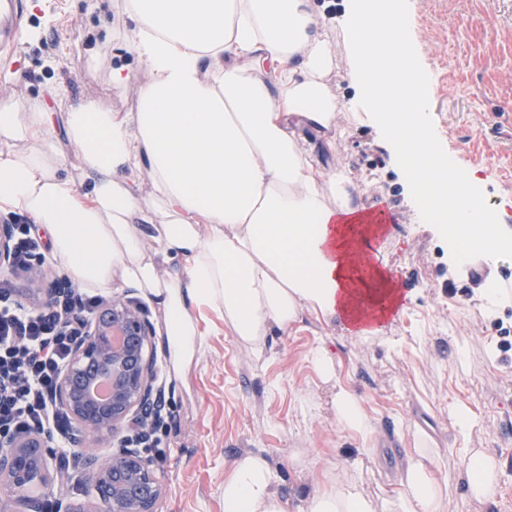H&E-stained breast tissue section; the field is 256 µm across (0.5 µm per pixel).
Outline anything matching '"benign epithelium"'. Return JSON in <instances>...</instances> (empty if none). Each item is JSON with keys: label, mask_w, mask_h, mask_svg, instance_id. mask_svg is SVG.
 Here are the masks:
<instances>
[{"label": "benign epithelium", "mask_w": 512, "mask_h": 512, "mask_svg": "<svg viewBox=\"0 0 512 512\" xmlns=\"http://www.w3.org/2000/svg\"><path fill=\"white\" fill-rule=\"evenodd\" d=\"M13 270L12 226L0 225V273ZM155 336L138 301L114 297L103 301L93 319L82 323L72 342L67 367L54 390L59 407L73 421L70 443L84 447L87 438L107 439L131 422H145L160 406L154 385L155 361L148 348ZM100 377L112 382V394L99 401L91 387ZM57 457L54 434L36 429L6 440L0 450V485L23 486L39 474L45 487L54 486L50 461ZM88 476L87 500L59 501L58 512H99L106 503L110 512H158L166 493L165 472L129 448L81 458Z\"/></svg>", "instance_id": "1"}]
</instances>
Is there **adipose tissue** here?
I'll return each mask as SVG.
<instances>
[{"label":"adipose tissue","mask_w":512,"mask_h":512,"mask_svg":"<svg viewBox=\"0 0 512 512\" xmlns=\"http://www.w3.org/2000/svg\"><path fill=\"white\" fill-rule=\"evenodd\" d=\"M318 15L314 0H131L128 47L146 71L138 112L87 102L64 116L90 182L83 194L60 172L46 113L0 105V213L48 228L82 287H109L119 273L151 296L174 370L202 344L203 305L259 359L269 336L304 314L365 339L390 324L366 322L367 307L402 305L363 248L377 226L350 179L320 158L338 105L324 83L336 48ZM332 408L337 429L370 440L373 419L350 388L337 385ZM361 463L328 464L299 512H378ZM433 463L416 438L395 476V512H447ZM462 479L475 499L494 500L495 458L471 453ZM280 484L263 454L240 455L224 478V512H289Z\"/></svg>","instance_id":"ef3b65f1"}]
</instances>
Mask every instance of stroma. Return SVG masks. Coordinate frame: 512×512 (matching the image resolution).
I'll use <instances>...</instances> for the list:
<instances>
[{"label":"stroma","instance_id":"35a3bbf8","mask_svg":"<svg viewBox=\"0 0 512 512\" xmlns=\"http://www.w3.org/2000/svg\"><path fill=\"white\" fill-rule=\"evenodd\" d=\"M24 35L0 57V103H33L61 122L63 112L88 101L115 112L138 108L144 71L128 51L132 22L125 0H23ZM320 28L341 51L325 82L339 117L324 160L346 172L368 208L391 211L395 224L380 248L385 270L413 295L385 333L359 341L335 326L305 317L270 339L272 353L256 361L232 336L223 314L201 307L200 355L181 371L170 363L164 314L148 297L140 303L157 334L156 379L167 418L157 452L168 474L161 512H224V475L245 452H260L281 476V491L298 500L320 487L326 462L357 450L358 439L337 432L334 388L307 359L324 344L336 376L363 401L375 421L373 453L361 469L377 503L394 500L393 474L414 435L439 450L438 468L453 512H512V297L481 314L478 290L487 277L512 287V260L490 272L482 264L456 266L448 245L422 223L405 194L400 172L374 121L357 122L348 83L350 48L343 45L346 0H318ZM412 42L429 75V111L448 155L480 169L489 206L512 224V0H409ZM122 60L134 73L112 86ZM466 359L457 362L456 345ZM466 409L473 427L461 435L453 413ZM497 461L500 492L490 502L468 496L459 478L468 450Z\"/></svg>","mask_w":512,"mask_h":512}]
</instances>
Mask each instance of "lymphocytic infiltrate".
I'll use <instances>...</instances> for the list:
<instances>
[{
    "label": "lymphocytic infiltrate",
    "mask_w": 512,
    "mask_h": 512,
    "mask_svg": "<svg viewBox=\"0 0 512 512\" xmlns=\"http://www.w3.org/2000/svg\"><path fill=\"white\" fill-rule=\"evenodd\" d=\"M98 302L67 295L39 307L0 303V434L47 427L66 435L67 421L52 394L80 326L69 313L76 307L81 319L92 318Z\"/></svg>",
    "instance_id": "lymphocytic-infiltrate-1"
}]
</instances>
